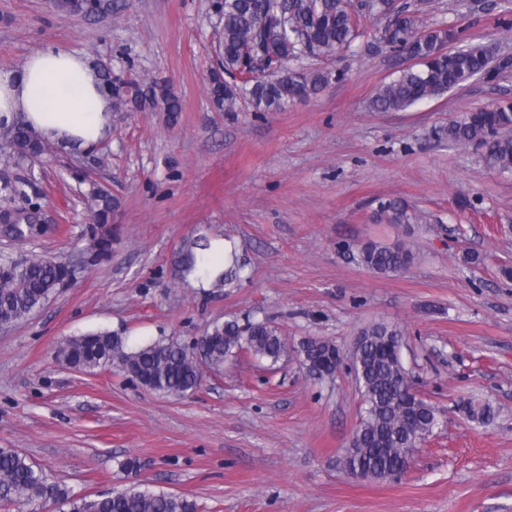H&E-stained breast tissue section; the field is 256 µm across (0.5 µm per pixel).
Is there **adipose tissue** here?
Here are the masks:
<instances>
[{"mask_svg": "<svg viewBox=\"0 0 512 512\" xmlns=\"http://www.w3.org/2000/svg\"><path fill=\"white\" fill-rule=\"evenodd\" d=\"M20 116L43 140L87 151L112 127V100L85 55L49 44L11 70H0V117ZM231 242L211 238L205 265L185 273L191 287H209L232 260Z\"/></svg>", "mask_w": 512, "mask_h": 512, "instance_id": "obj_1", "label": "adipose tissue"}]
</instances>
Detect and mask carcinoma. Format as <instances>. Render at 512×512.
Listing matches in <instances>:
<instances>
[{
    "instance_id": "obj_1",
    "label": "carcinoma",
    "mask_w": 512,
    "mask_h": 512,
    "mask_svg": "<svg viewBox=\"0 0 512 512\" xmlns=\"http://www.w3.org/2000/svg\"><path fill=\"white\" fill-rule=\"evenodd\" d=\"M223 16L222 72L212 77L211 95L223 112H234L249 101L256 112H281L295 102L325 89L333 79L330 71L294 68L293 61L334 57L360 36L361 19L376 13H393L397 22L383 28L379 40L397 53L418 63L405 67L381 85L372 104L379 112H402L416 103L446 94L474 78L501 76L512 71V60L499 59L496 47L468 42L449 48L455 33L430 27L418 16L419 9L393 8L392 0H217ZM54 7L68 13L89 14L86 0H54ZM230 79H225L224 75ZM112 109L132 104L181 111L179 99L156 84L131 86L122 93L123 82H112ZM448 141L458 147L476 144L484 148L485 166L499 173H512V103L470 112L445 129ZM3 159L19 166L43 153L41 136L21 120L0 126ZM0 197L25 200L21 206L0 209V224L17 241L35 237L37 220L43 215L40 198L31 199L24 182L0 172ZM93 223L87 225L83 246L70 257L32 255L14 260L0 257V327L14 326L43 308L57 291L112 254L116 237L112 213L118 200L104 188L91 184L84 194ZM381 224H418L420 214L398 200L380 204L375 213ZM210 247V235L199 232L180 247L184 271L204 262L202 251ZM418 244L394 245L370 242L358 253V264L368 271L392 276L415 259ZM250 335L239 333L235 321L210 324L190 344L174 339L127 347L123 337L110 331L71 336L60 343L57 357L68 367L93 373L115 365L144 389L163 396L181 397L197 391L205 371L219 372L224 363L241 354L276 364L288 353V342L266 318L250 320ZM403 332L385 322H373L357 334L350 354L365 414L355 430L354 448L344 467L363 478L394 479L405 473L413 457L411 442L429 436L439 410L424 400L415 378L405 368L397 346ZM303 366L324 369L321 378L332 379L342 367L338 347L321 338L300 343L297 350ZM52 503L59 512H197V505L177 494L143 490L137 484L94 498L73 492L54 481L15 448H0V508L16 504Z\"/></svg>"
}]
</instances>
